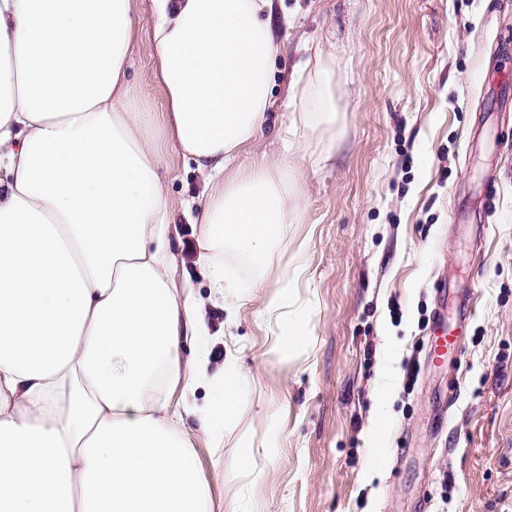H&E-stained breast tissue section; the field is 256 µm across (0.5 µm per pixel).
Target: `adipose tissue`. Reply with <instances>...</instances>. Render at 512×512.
<instances>
[{
    "mask_svg": "<svg viewBox=\"0 0 512 512\" xmlns=\"http://www.w3.org/2000/svg\"><path fill=\"white\" fill-rule=\"evenodd\" d=\"M271 0H153L154 76L171 146L206 177L197 264L227 311L231 245L267 266L297 214L268 163L225 179L268 120L277 46ZM134 0H0V512H209L194 451L169 414L174 390L202 430L237 418L233 356L212 388L190 284L170 275L172 207L127 76ZM290 84V130L331 132L321 55Z\"/></svg>",
    "mask_w": 512,
    "mask_h": 512,
    "instance_id": "adipose-tissue-1",
    "label": "adipose tissue"
}]
</instances>
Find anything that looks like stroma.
Masks as SVG:
<instances>
[{"label": "stroma", "mask_w": 512, "mask_h": 512, "mask_svg": "<svg viewBox=\"0 0 512 512\" xmlns=\"http://www.w3.org/2000/svg\"><path fill=\"white\" fill-rule=\"evenodd\" d=\"M135 9L130 77L158 115L151 0ZM272 15L269 122L235 169L280 158L293 68L311 46L333 66L336 134L300 130L304 152L276 171L299 186L300 213L277 226L269 269L218 250L244 288L234 315L199 274L184 209L206 181L161 124L145 133L173 208L172 274L219 335L209 370L230 352L247 375L234 424L211 436L183 419L211 512H512V0H272ZM461 296L473 307L465 352L434 367L431 319L455 323ZM281 301L305 331L288 348L265 314Z\"/></svg>", "instance_id": "stroma-1"}]
</instances>
